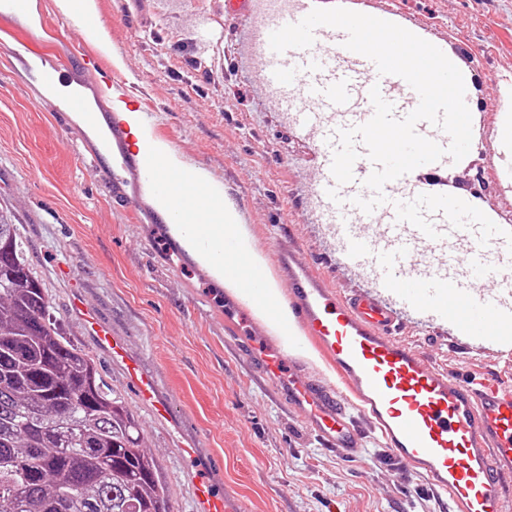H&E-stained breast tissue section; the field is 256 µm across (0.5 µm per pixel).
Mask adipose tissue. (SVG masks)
Returning <instances> with one entry per match:
<instances>
[{"instance_id": "ef3b65f1", "label": "adipose tissue", "mask_w": 512, "mask_h": 512, "mask_svg": "<svg viewBox=\"0 0 512 512\" xmlns=\"http://www.w3.org/2000/svg\"><path fill=\"white\" fill-rule=\"evenodd\" d=\"M59 6L66 15L73 17L79 26L84 28L86 34L95 41L103 53H110V42L106 29L98 17L96 0H59ZM197 213L202 220L215 227L211 249L200 250L182 223L170 225L171 235L181 241L192 259L209 271L219 287L233 295L272 335L277 336L280 341H287L292 334L288 323L290 311L280 282L275 276L269 275L267 258L257 247L241 211L231 199L226 198L216 208L198 207ZM228 239L234 242L231 253L225 254L223 260H216L214 247L223 245ZM244 266L267 273L264 301H257L243 291L235 271Z\"/></svg>"}]
</instances>
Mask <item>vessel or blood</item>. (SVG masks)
<instances>
[{
    "mask_svg": "<svg viewBox=\"0 0 512 512\" xmlns=\"http://www.w3.org/2000/svg\"><path fill=\"white\" fill-rule=\"evenodd\" d=\"M310 11V0H287L273 12L252 16L247 45L259 62V84L298 136L315 142L319 167L310 203L338 263L367 288L340 296L303 250L278 244L272 261L288 290L297 345L287 349L260 335L241 312L238 352L326 446L349 457L361 455L357 421L366 419L396 461L445 497L450 512H512V489L506 484L512 478V383L491 376L450 378L397 336L401 323L413 316L447 324L467 340L511 355L512 225L458 223L465 202L431 196L409 174L384 186L386 201L372 213L354 205V198H371L364 181L374 165L366 147H359L353 182L337 183L331 163L338 131L372 118V87H379L399 119L418 106L419 96L403 78L380 74L372 60L346 49L347 34L338 28L317 27L310 48L274 52L271 33ZM68 36L80 87L67 95L57 93L64 81L57 60L37 55L23 38L14 54L33 56V78L51 95L61 119L79 114L93 128L97 112L84 89L96 85L103 63L78 30ZM110 136L119 151L110 160L113 167L166 194L170 220L184 222L200 245H208L214 225L192 216L198 204H216L208 185L144 167V149L130 142L120 117H113ZM83 319L99 350L123 366L139 403L167 418L153 375L128 356L122 340L95 315L87 311ZM309 342L333 363L336 382L320 384L297 372L298 349ZM193 496L196 512H244L217 493L206 475L194 476Z\"/></svg>",
    "mask_w": 512,
    "mask_h": 512,
    "instance_id": "obj_1",
    "label": "vessel or blood"
}]
</instances>
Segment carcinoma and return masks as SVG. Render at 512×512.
Masks as SVG:
<instances>
[{
  "instance_id": "cac0c4a2",
  "label": "carcinoma",
  "mask_w": 512,
  "mask_h": 512,
  "mask_svg": "<svg viewBox=\"0 0 512 512\" xmlns=\"http://www.w3.org/2000/svg\"><path fill=\"white\" fill-rule=\"evenodd\" d=\"M50 309L0 214V512H173L138 419Z\"/></svg>"
}]
</instances>
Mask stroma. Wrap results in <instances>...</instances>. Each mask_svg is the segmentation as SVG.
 Wrapping results in <instances>:
<instances>
[{"instance_id":"35a3bbf8","label":"stroma","mask_w":512,"mask_h":512,"mask_svg":"<svg viewBox=\"0 0 512 512\" xmlns=\"http://www.w3.org/2000/svg\"><path fill=\"white\" fill-rule=\"evenodd\" d=\"M114 54L105 65L154 114L156 136L206 170L239 207L258 247L302 248L340 295L364 289L336 263L310 208L318 155L298 138L256 78L245 53L247 18H224V0H97ZM320 8L394 16L422 39L447 45L469 78L472 145L422 179L468 198L512 225V143L497 135L512 83V0H315ZM0 30V211L18 224L32 270L65 337L93 357L105 381L139 417L148 453L174 512H194L191 478L202 466L248 512H445V500L393 459L367 422L363 453L326 448L268 383L236 356L224 289L203 268L168 266L154 244L156 212L131 174L95 167L98 133L79 117L61 125L50 100L8 51ZM120 182L132 198L112 200ZM81 302L155 374L169 420L137 405L73 308ZM399 337L458 378L512 381V358L444 324L404 321ZM195 445L189 465L178 443Z\"/></svg>"}]
</instances>
